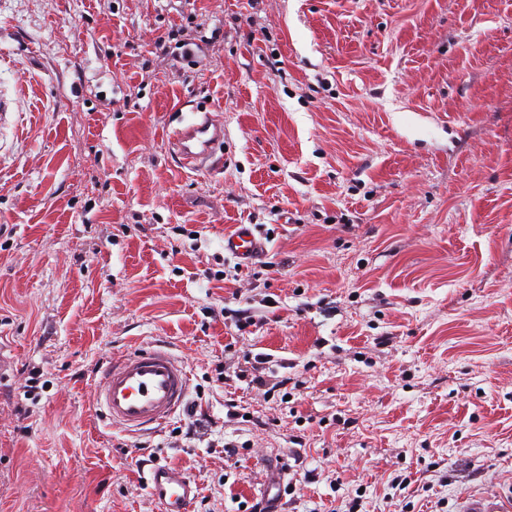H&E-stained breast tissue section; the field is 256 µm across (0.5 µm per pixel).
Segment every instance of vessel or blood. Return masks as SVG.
Listing matches in <instances>:
<instances>
[{"label":"vessel or blood","mask_w":512,"mask_h":512,"mask_svg":"<svg viewBox=\"0 0 512 512\" xmlns=\"http://www.w3.org/2000/svg\"><path fill=\"white\" fill-rule=\"evenodd\" d=\"M182 165L205 166L216 146L224 141L223 125L201 121L172 135ZM260 243L248 225L224 238V251L237 258L256 256ZM190 374L186 365L155 345L134 350L112 360L95 385L96 404L113 425L133 431H153L181 408L188 395ZM150 495L163 512H191L195 487L184 472L159 466L146 481Z\"/></svg>","instance_id":"vessel-or-blood-1"}]
</instances>
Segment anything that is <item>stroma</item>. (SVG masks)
Listing matches in <instances>:
<instances>
[{
	"mask_svg": "<svg viewBox=\"0 0 512 512\" xmlns=\"http://www.w3.org/2000/svg\"><path fill=\"white\" fill-rule=\"evenodd\" d=\"M0 98V512L512 503V0H0ZM159 339L189 408L130 435L93 370ZM171 138L183 166L206 167L216 146L224 143V126L203 120L176 130ZM247 224H240L231 235L224 237V252L236 258L256 256L260 250V242ZM145 482L150 495L163 505V512H191L196 488L184 472L167 466L155 467Z\"/></svg>",
	"mask_w": 512,
	"mask_h": 512,
	"instance_id": "35a3bbf8",
	"label": "stroma"
}]
</instances>
